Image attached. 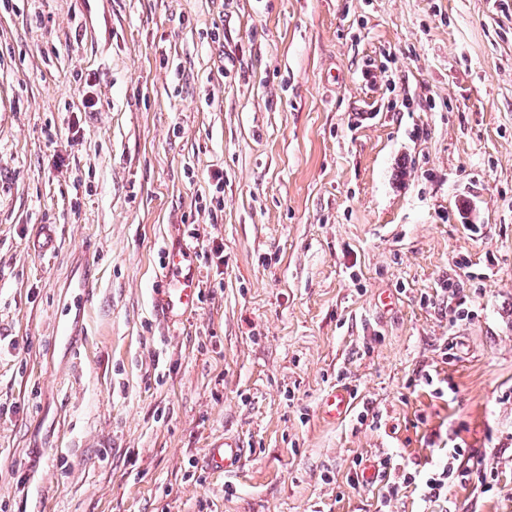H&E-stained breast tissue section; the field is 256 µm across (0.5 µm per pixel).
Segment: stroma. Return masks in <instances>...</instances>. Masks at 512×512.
Listing matches in <instances>:
<instances>
[{
  "label": "stroma",
  "mask_w": 512,
  "mask_h": 512,
  "mask_svg": "<svg viewBox=\"0 0 512 512\" xmlns=\"http://www.w3.org/2000/svg\"><path fill=\"white\" fill-rule=\"evenodd\" d=\"M0 512H512V0H0ZM194 251L192 245L181 244L167 252L165 288H161L155 308L173 329L193 310L198 298L200 280L191 264ZM206 468L212 473L232 474L242 469L246 462V448L235 437L224 436L209 444L204 455ZM456 472H458V469L455 471L454 466L448 463V467L444 466L442 470L427 475L424 487L428 498L435 501L441 498L447 499L448 483L454 478Z\"/></svg>",
  "instance_id": "obj_1"
}]
</instances>
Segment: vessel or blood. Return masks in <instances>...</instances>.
Here are the masks:
<instances>
[{"label": "vessel or blood", "mask_w": 512, "mask_h": 512, "mask_svg": "<svg viewBox=\"0 0 512 512\" xmlns=\"http://www.w3.org/2000/svg\"><path fill=\"white\" fill-rule=\"evenodd\" d=\"M193 246H172L167 252L164 283L155 308L169 327H177L193 310L200 288V280L192 268ZM206 468L213 473L232 474L242 469L246 450L238 439L227 436L210 443L205 450Z\"/></svg>", "instance_id": "1"}]
</instances>
